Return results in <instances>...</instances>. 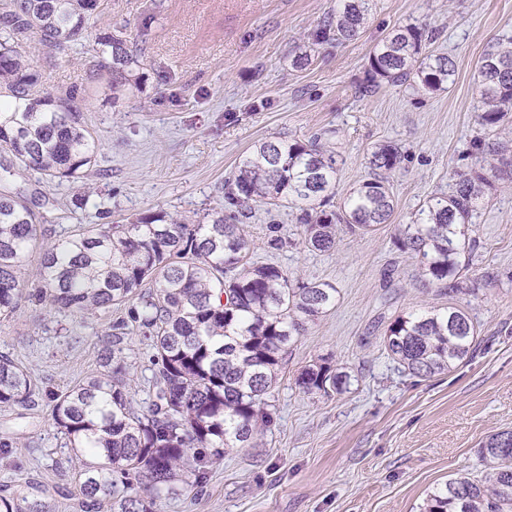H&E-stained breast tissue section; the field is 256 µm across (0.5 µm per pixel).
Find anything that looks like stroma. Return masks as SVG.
<instances>
[{
    "label": "stroma",
    "instance_id": "35a3bbf8",
    "mask_svg": "<svg viewBox=\"0 0 512 512\" xmlns=\"http://www.w3.org/2000/svg\"><path fill=\"white\" fill-rule=\"evenodd\" d=\"M340 0H101L98 28L125 27L145 50L139 85L113 87L112 74L91 75L74 47L54 62L38 36L23 46L46 88L77 89L83 120L99 140L96 160L76 181L19 178L42 197L44 245L80 224H124L163 210L195 221L223 210L224 181L255 144L306 141L328 132L339 154L332 205L368 175L377 144L400 146L390 176L397 207L390 223L361 234L341 230L334 248L296 242L299 212L252 206L246 229L252 258L271 263L291 282L328 281L336 305L291 345L271 402L274 424L255 447L213 458L201 484L177 483L156 512H418L426 494L457 474L476 475L478 446L512 429V186L496 182L471 226L470 278L457 296L477 323L479 348L450 371L425 379L386 354L388 324L411 310L446 307L447 296L425 283L417 260L394 244L423 201L447 191L456 171L473 163L470 147L485 130L477 121L475 67L490 41L512 35V0H375L352 41L322 34ZM426 23L433 48L450 56L448 88L383 83L363 92L370 51L395 27ZM305 55L303 64L294 58ZM91 190L86 210L70 201ZM290 242L267 248L270 224ZM120 306L106 314L65 316L22 302L0 318V352L10 353L58 392L97 368V354ZM121 346L135 402L152 377L141 333ZM321 360L351 379L340 394L304 393L299 371ZM0 494L31 480L48 488L56 512H72L74 464L51 418L50 399L19 416L0 412Z\"/></svg>",
    "mask_w": 512,
    "mask_h": 512
}]
</instances>
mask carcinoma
<instances>
[{
    "mask_svg": "<svg viewBox=\"0 0 512 512\" xmlns=\"http://www.w3.org/2000/svg\"><path fill=\"white\" fill-rule=\"evenodd\" d=\"M98 0H0V317L22 300L47 302L61 313L107 312L131 300L117 335L141 332L153 349L147 408L136 409L129 392L120 341L98 351V369L53 397L52 419L80 461L81 512H155L156 500L173 492L181 477L205 478V464L232 448H246L273 424L269 396L288 349L307 327L336 306L330 282L291 285L272 264L252 260L251 240L240 223L251 202L302 211V244L328 251L338 225L369 232L390 222L395 204L388 174L401 163L399 146L371 152L373 177L353 189L336 210V155L314 137L305 143L266 140L238 163L224 187L240 215L217 212L187 222L163 212L126 224H85L43 247L38 224L44 216L17 176L36 171L46 178L76 180L94 163L98 139L81 118L74 90L42 88V73L25 56L20 36L40 37L52 58L76 45L103 60L112 86L137 84L141 50L121 29L89 38ZM373 0H343L324 26L336 40L357 38ZM432 39L423 24L389 32L369 57L367 87L416 79L437 91L454 82L456 66L426 50ZM486 128L512 124V37L487 46L476 68ZM476 167L455 172L448 192L429 197L396 236L397 248L415 256L419 275L448 292V307L396 316L384 337L388 357L411 374L431 378L463 362L478 343L467 308L453 301L469 269L471 216L494 182H512V142L477 139ZM41 250L42 284L26 288L28 257ZM349 374L326 362L305 366L296 384L308 394H340ZM40 382L19 361L0 354V409H30L42 399ZM491 434L478 450V476L448 479L425 499L420 512H512V446ZM149 497L125 492L132 481ZM0 512H53L47 490L26 484L0 496Z\"/></svg>",
    "mask_w": 512,
    "mask_h": 512,
    "instance_id": "cac0c4a2",
    "label": "carcinoma"
}]
</instances>
